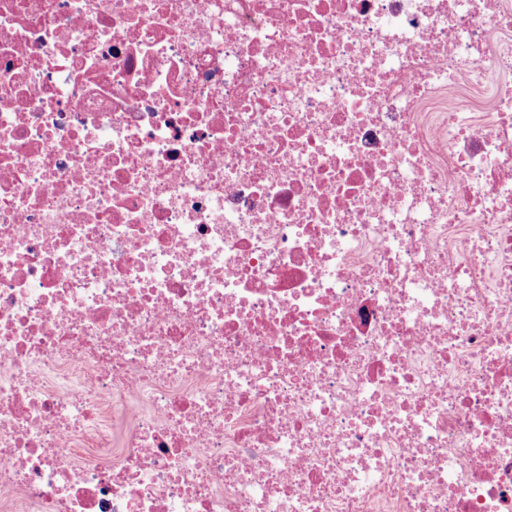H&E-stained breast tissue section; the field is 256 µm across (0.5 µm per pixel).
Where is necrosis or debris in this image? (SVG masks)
Masks as SVG:
<instances>
[{"mask_svg":"<svg viewBox=\"0 0 512 512\" xmlns=\"http://www.w3.org/2000/svg\"><path fill=\"white\" fill-rule=\"evenodd\" d=\"M0 512H512V0H0Z\"/></svg>","mask_w":512,"mask_h":512,"instance_id":"obj_1","label":"necrosis or debris"}]
</instances>
